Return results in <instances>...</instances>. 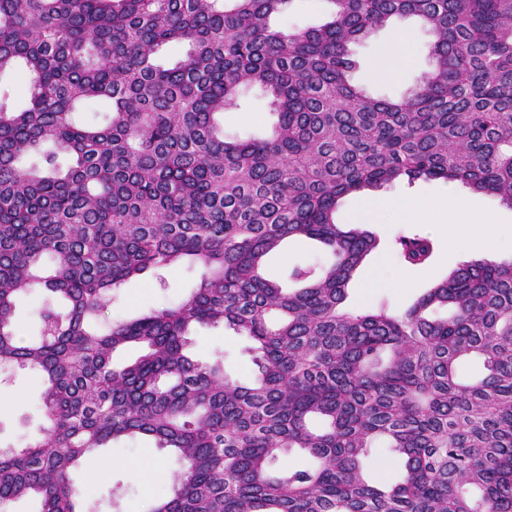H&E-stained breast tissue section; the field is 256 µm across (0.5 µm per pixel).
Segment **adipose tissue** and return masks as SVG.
I'll return each mask as SVG.
<instances>
[{
	"label": "adipose tissue",
	"mask_w": 512,
	"mask_h": 512,
	"mask_svg": "<svg viewBox=\"0 0 512 512\" xmlns=\"http://www.w3.org/2000/svg\"><path fill=\"white\" fill-rule=\"evenodd\" d=\"M370 208L377 217L395 216L398 223L444 224L451 219H461L467 215L463 198L452 192L443 193L438 203L414 201L407 198L375 199Z\"/></svg>",
	"instance_id": "obj_1"
}]
</instances>
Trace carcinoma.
Returning <instances> with one entry per match:
<instances>
[{
  "label": "carcinoma",
  "mask_w": 512,
  "mask_h": 512,
  "mask_svg": "<svg viewBox=\"0 0 512 512\" xmlns=\"http://www.w3.org/2000/svg\"><path fill=\"white\" fill-rule=\"evenodd\" d=\"M291 2L0 0V76L29 81L27 107L0 102V369L35 372L49 422L0 453V507L83 512L73 471L141 437L179 466L150 512H512V258L461 265L400 315L349 311L378 240L336 223L344 198L404 179L512 207V0H327L319 28L273 25ZM407 18L432 68L374 98L349 44ZM168 42L188 50L165 67ZM254 87L272 133L226 137ZM89 99L104 122L76 120ZM298 238L328 259L286 288L264 264ZM395 246L407 266L434 254L426 236ZM186 260L202 276L184 302L97 324L112 290ZM26 294L42 303L21 344ZM197 325L252 342V384L189 353ZM128 344L144 354L114 366ZM379 443L403 462L394 482L365 475ZM295 453L305 466L284 465ZM39 301L34 296H24L18 299L15 308V316L18 324L17 339L21 343H27L33 339L37 332V307Z\"/></svg>",
  "instance_id": "carcinoma-1"
}]
</instances>
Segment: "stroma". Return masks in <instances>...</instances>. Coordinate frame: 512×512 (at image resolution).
Listing matches in <instances>:
<instances>
[{
  "label": "stroma",
  "instance_id": "1",
  "mask_svg": "<svg viewBox=\"0 0 512 512\" xmlns=\"http://www.w3.org/2000/svg\"><path fill=\"white\" fill-rule=\"evenodd\" d=\"M404 27L412 33L411 62L391 70L377 65L380 48L389 42L391 26L374 30L365 38L350 44L349 49L357 66L352 74L355 85L375 97L402 99L432 67L428 46L431 35L416 19H407ZM276 121L268 97L259 89L243 93L240 108L224 114V131L242 139L266 137ZM459 194L467 201L472 212L494 214L503 233L493 247H476L457 251L449 238L462 236L477 239L476 225L461 219L444 224L439 235H431L428 225L374 224L371 232L377 237V249L358 269L349 284L347 306L354 311L387 305L396 313L405 311L426 288L445 279L458 265L470 260H497L512 255V208L490 197L459 187ZM432 236L435 252L432 261L424 266L404 267L392 242L397 234ZM321 246L301 240L289 242L285 248L269 257L267 273L270 277L285 278L289 268L311 263L323 255ZM404 272V289L373 287L377 277ZM201 269L182 265L161 270L160 274H146L125 282L113 292L105 309L107 319L129 320L151 308L170 307L183 302L197 288ZM251 342L224 327L198 329L194 356L202 361L223 359L227 376L242 384L250 383L254 366L249 347ZM0 393L11 396V403L0 409V450H21L43 435L47 425L41 401V389L33 372L27 369L0 370ZM102 455L112 458L114 466L108 473H100L98 459H87L74 475L76 487L86 503H99L100 512H149L153 502L170 489L174 463L159 449L143 441L126 439L103 449ZM119 489L118 507H109L107 501L112 489Z\"/></svg>",
  "mask_w": 512,
  "mask_h": 512
}]
</instances>
